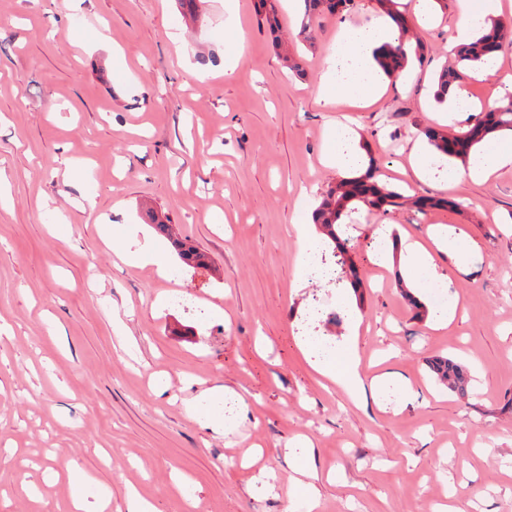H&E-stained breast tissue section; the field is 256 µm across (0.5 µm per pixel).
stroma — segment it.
I'll return each instance as SVG.
<instances>
[{
	"label": "stroma",
	"mask_w": 512,
	"mask_h": 512,
	"mask_svg": "<svg viewBox=\"0 0 512 512\" xmlns=\"http://www.w3.org/2000/svg\"><path fill=\"white\" fill-rule=\"evenodd\" d=\"M257 8L202 0L191 23L177 0H0V512H69L70 462L112 512L131 491L157 512H284L303 439L315 512H512V167L446 192L415 182L409 157L424 128L473 121L432 111L458 0L418 30L427 51L409 78L346 116L315 91L340 23L378 16L375 0L310 23L303 0H277L297 75ZM342 119L378 181L462 205L349 213L357 294L335 279L299 287L296 267L308 205L343 177L322 162ZM149 207L207 266L180 262ZM439 223L466 232L471 272L452 277L460 305L435 330L396 283L426 304L431 289L373 264V230L422 239ZM175 292L194 309L170 306ZM313 329L390 379L349 401L315 371ZM436 355L469 367L468 396L432 378ZM213 386L246 397L217 432L186 410Z\"/></svg>",
	"instance_id": "1"
}]
</instances>
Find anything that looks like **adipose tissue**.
Returning a JSON list of instances; mask_svg holds the SVG:
<instances>
[{
  "instance_id": "obj_1",
  "label": "adipose tissue",
  "mask_w": 512,
  "mask_h": 512,
  "mask_svg": "<svg viewBox=\"0 0 512 512\" xmlns=\"http://www.w3.org/2000/svg\"><path fill=\"white\" fill-rule=\"evenodd\" d=\"M459 15L451 38L452 45L469 42L487 17H501L500 0H490L480 5L479 0H458ZM398 43V30L388 17L381 16L356 27L342 28L331 45L324 62L322 82L316 90V101L323 105L360 104L367 106L385 92L389 77L378 66L375 56L386 46ZM499 74L497 61H489L468 72L458 80L442 102L441 109L448 120H455L474 107L471 88L477 82L496 80ZM512 166V150L495 143L486 144L467 164L449 168L444 174V188L470 181L485 183L497 172ZM398 258L405 269L421 274L425 282L443 284L447 274L438 272L435 258L447 255L456 272H467L471 249L465 231L451 224L431 225L426 240L410 237L399 240ZM317 371L335 384L351 401H359L364 389H379L385 379L381 376L366 377L357 355L348 354L335 359H322Z\"/></svg>"
}]
</instances>
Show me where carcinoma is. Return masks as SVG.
Listing matches in <instances>:
<instances>
[{"mask_svg":"<svg viewBox=\"0 0 512 512\" xmlns=\"http://www.w3.org/2000/svg\"><path fill=\"white\" fill-rule=\"evenodd\" d=\"M380 9L390 16L400 31L407 29L404 13L397 9V0H377ZM306 17L311 21L328 13L344 14L353 11L355 0H305ZM260 7L265 9V23L272 37H277L275 0H260ZM512 45L508 30L500 25L490 33L480 31L470 43L458 47L454 52V63L444 66L437 76L436 97L442 101L448 95V89L461 77L458 66H473L495 56L503 46ZM425 46L417 41L408 45L399 44L395 48L384 50L380 54V66L388 74H396L406 69L413 61L424 60ZM512 132V103L503 107L488 109L475 117L474 123L462 134H453L437 128H426L424 136L430 145L440 154L466 161L473 148L488 139L500 137ZM373 168L365 173L344 178L330 186L318 207L313 211V223L334 243L337 251L333 252L334 264L339 266L342 274L354 292L363 288L362 279L350 257L352 246L340 239L336 225L349 211L360 209L369 214L386 213L390 207H399L408 200L404 194L388 188L373 180ZM156 232L167 238L177 257L186 264L206 265V255L189 243L187 238L173 235L171 226L151 216ZM429 369L437 380L449 391L465 394L468 391L471 376L468 368L447 357H436L429 362Z\"/></svg>","mask_w":512,"mask_h":512,"instance_id":"obj_1","label":"carcinoma"}]
</instances>
